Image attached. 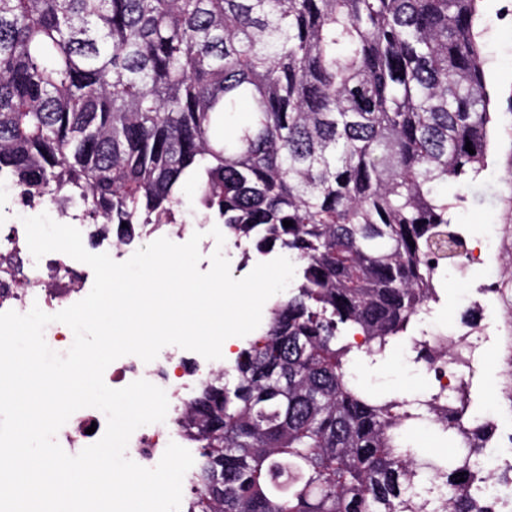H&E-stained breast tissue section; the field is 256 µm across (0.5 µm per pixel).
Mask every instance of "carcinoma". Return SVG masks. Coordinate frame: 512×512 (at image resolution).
Returning a JSON list of instances; mask_svg holds the SVG:
<instances>
[{
	"mask_svg": "<svg viewBox=\"0 0 512 512\" xmlns=\"http://www.w3.org/2000/svg\"><path fill=\"white\" fill-rule=\"evenodd\" d=\"M479 2L0 0V181L24 202L129 239L191 183L234 243L301 263L177 421L201 457L185 512H497L471 489L489 424L423 461L409 427L456 432L443 395L353 372L460 241L446 189L484 169L491 122Z\"/></svg>",
	"mask_w": 512,
	"mask_h": 512,
	"instance_id": "obj_1",
	"label": "carcinoma"
}]
</instances>
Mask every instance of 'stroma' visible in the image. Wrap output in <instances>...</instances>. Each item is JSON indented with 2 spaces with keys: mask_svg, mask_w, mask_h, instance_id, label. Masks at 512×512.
I'll return each mask as SVG.
<instances>
[{
  "mask_svg": "<svg viewBox=\"0 0 512 512\" xmlns=\"http://www.w3.org/2000/svg\"><path fill=\"white\" fill-rule=\"evenodd\" d=\"M482 28V56L493 114L488 166L463 186H449L448 200L453 223L469 225L473 239H496L498 252L487 257L483 266L467 273L455 269L440 279L437 301L396 338L386 359L376 364L360 359L357 370L367 386L414 399L432 390L435 378L422 366H404V348L411 338L453 325L465 326L496 309L502 330L484 344L481 361L472 370L466 389L471 415L486 418L494 412L512 411V406L500 399L504 389L512 387V0H482ZM487 276L496 277L499 296L478 292V284Z\"/></svg>",
  "mask_w": 512,
  "mask_h": 512,
  "instance_id": "stroma-1",
  "label": "stroma"
}]
</instances>
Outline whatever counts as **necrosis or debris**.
<instances>
[{"label": "necrosis or debris", "mask_w": 512, "mask_h": 512, "mask_svg": "<svg viewBox=\"0 0 512 512\" xmlns=\"http://www.w3.org/2000/svg\"><path fill=\"white\" fill-rule=\"evenodd\" d=\"M19 216L15 208L0 210V312L13 310L25 314L32 303L37 302L43 311L54 314L84 299L94 282L91 267L61 252L46 254L37 263H29L26 231L18 222ZM487 329V324L480 322L463 334H430L433 346L448 352L447 364L439 363L433 368L445 390L455 394L465 391ZM212 370L211 362H200L190 357L187 350L167 346L147 364L129 357L115 360L106 368L104 381L122 388L149 378L152 384L165 391L168 410L175 416L183 407L186 393ZM106 424L103 412L92 407L82 408L61 427L56 440L67 454L75 455L96 442Z\"/></svg>", "instance_id": "4bbe7bcc"}]
</instances>
